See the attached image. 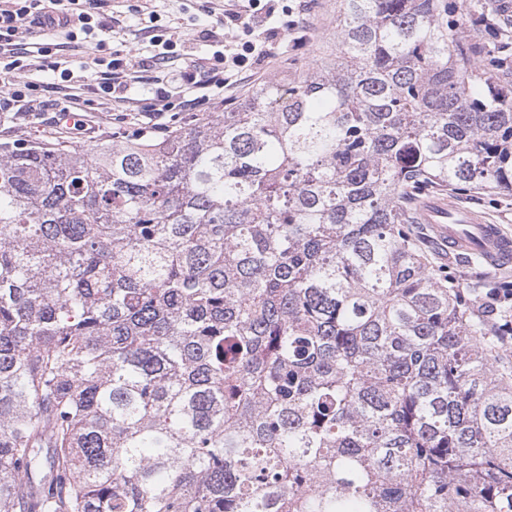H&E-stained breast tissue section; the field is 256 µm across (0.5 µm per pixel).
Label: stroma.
Returning <instances> with one entry per match:
<instances>
[{
    "mask_svg": "<svg viewBox=\"0 0 512 512\" xmlns=\"http://www.w3.org/2000/svg\"><path fill=\"white\" fill-rule=\"evenodd\" d=\"M231 3L232 0H102L100 12L111 19L112 29L103 33L101 44L80 38L64 44L55 55L60 68L69 69L81 82L79 94L86 105L80 110L79 117L84 132L58 125L49 111L39 119L22 113L0 112V143L24 140L42 145L62 141L72 148L85 149L100 140H123L136 134L138 129L146 128V108L154 95H162L174 104L192 97L193 92L185 79L188 59L203 61L223 48L237 52L244 43L252 40L250 30L225 28L224 11ZM331 3L332 0H293L292 10L303 11L306 18L305 24L298 29L289 26L286 13H277L276 22L282 29L283 38L275 53L259 64L248 61L233 77L231 85L225 87V102L240 99L256 83L278 77L284 58L298 55L307 61L314 59L323 39L330 34L325 17ZM472 12L488 15L489 21L475 25L467 33V41L479 42L501 58L506 65L505 74L512 81V9L504 8L502 0H490L486 7L480 0H474ZM170 29L175 32V45L169 51L160 81L132 84L129 99L124 103L103 98L91 68L93 57L98 52L120 48L136 50L144 56L152 55L155 52L151 44L153 35ZM461 201L512 234V192H472L462 196ZM417 233L420 246L433 266L471 281L490 280L504 273L512 277V268L500 272L476 255L443 256L425 228H418Z\"/></svg>",
    "mask_w": 512,
    "mask_h": 512,
    "instance_id": "35a3bbf8",
    "label": "stroma"
}]
</instances>
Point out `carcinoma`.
I'll return each instance as SVG.
<instances>
[{"label":"carcinoma","mask_w":512,"mask_h":512,"mask_svg":"<svg viewBox=\"0 0 512 512\" xmlns=\"http://www.w3.org/2000/svg\"><path fill=\"white\" fill-rule=\"evenodd\" d=\"M337 2L164 139L0 143V512H512L509 315L412 228L512 191V89L470 0Z\"/></svg>","instance_id":"1"}]
</instances>
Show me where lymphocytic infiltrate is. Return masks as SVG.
Returning a JSON list of instances; mask_svg holds the SVG:
<instances>
[{
  "label": "lymphocytic infiltrate",
  "instance_id": "lymphocytic-infiltrate-1",
  "mask_svg": "<svg viewBox=\"0 0 512 512\" xmlns=\"http://www.w3.org/2000/svg\"><path fill=\"white\" fill-rule=\"evenodd\" d=\"M100 0H0V111L14 109L40 113L47 101L40 85L28 81L26 70L30 52L51 58L59 34L75 37L76 33L93 35L106 31L98 5ZM275 5H262L261 0H246L238 8L224 14L225 27H243L259 31L257 42L249 43L243 52L225 56L217 52L204 73L202 86L224 87L229 82L224 74L225 62L242 67L247 55H271L278 39Z\"/></svg>",
  "mask_w": 512,
  "mask_h": 512
}]
</instances>
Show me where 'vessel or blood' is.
<instances>
[{
  "label": "vessel or blood",
  "mask_w": 512,
  "mask_h": 512,
  "mask_svg": "<svg viewBox=\"0 0 512 512\" xmlns=\"http://www.w3.org/2000/svg\"><path fill=\"white\" fill-rule=\"evenodd\" d=\"M421 223L427 224L447 254L483 258L490 266L512 264V235L501 225L475 215L451 197L430 196L419 206Z\"/></svg>",
  "instance_id": "obj_1"
}]
</instances>
